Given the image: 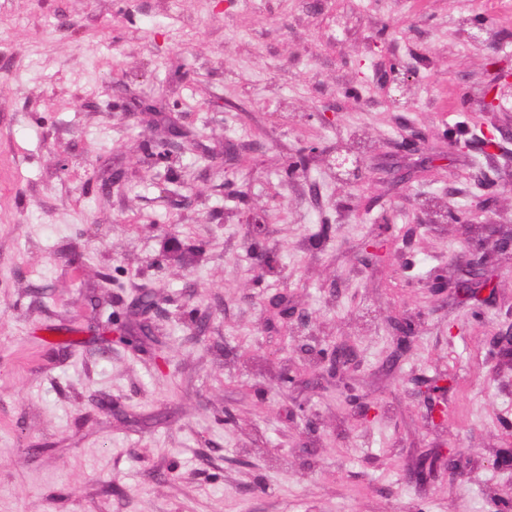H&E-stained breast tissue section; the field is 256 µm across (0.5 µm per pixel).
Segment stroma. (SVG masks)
<instances>
[{"instance_id": "obj_1", "label": "stroma", "mask_w": 512, "mask_h": 512, "mask_svg": "<svg viewBox=\"0 0 512 512\" xmlns=\"http://www.w3.org/2000/svg\"><path fill=\"white\" fill-rule=\"evenodd\" d=\"M483 15L488 43L464 39ZM510 59L512 0H0V512H512L494 464L512 364L493 348L512 251L488 303L424 289L512 225V97L483 110ZM145 100L184 131L171 166L144 154L161 135ZM408 134L433 176L409 169ZM340 154L369 178L346 182ZM169 235L199 260L168 257ZM378 236L389 258L366 265ZM255 238L284 275L257 280ZM139 287L160 301L158 354L112 338ZM284 290L285 340L262 325ZM396 310L416 335L395 359ZM343 339L378 408L365 423L341 391L278 384ZM443 376L437 429L413 381ZM454 442L475 450L466 479L408 482L418 450Z\"/></svg>"}]
</instances>
